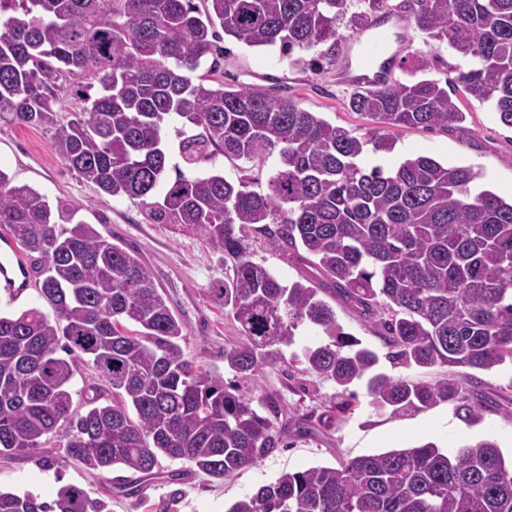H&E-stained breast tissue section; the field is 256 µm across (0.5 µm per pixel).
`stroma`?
Masks as SVG:
<instances>
[{"mask_svg": "<svg viewBox=\"0 0 512 512\" xmlns=\"http://www.w3.org/2000/svg\"><path fill=\"white\" fill-rule=\"evenodd\" d=\"M390 48L408 44L410 49L432 57L430 73L439 80L455 79L468 69V59L455 55L446 45L425 44L407 21L389 22ZM224 56L213 74L214 81L233 84L279 86L305 110L319 113L332 124L365 134L370 124L352 112V88L341 76L345 67H357V55L341 56L323 73L292 65L275 49H257L234 38L222 41ZM455 99L466 112L461 126L449 130L420 128L396 131L394 150L382 157L385 168L403 159L427 155L451 166L480 171L481 181L504 199L512 198V130L503 127L491 106L457 88ZM0 170L17 185H28L50 203L77 206V217L96 225L103 236L127 250L140 253L159 288L166 293L174 312L184 323L182 348L186 357L216 373L224 370V348L239 338L236 323L224 314L213 290L224 282V264L198 234L171 225L154 223L138 201L115 199L83 182L54 153L51 133L41 126H21L0 121ZM291 349L263 366L254 379L242 382V393L252 401L265 396L278 399L281 414L275 427L305 419L306 437H291L288 447L276 449L258 464L237 475L214 480L196 471L185 460L161 459L159 478L142 481L133 496L117 494L122 479L131 472L113 467L101 476L89 475L77 462L62 468H46L42 457L61 455L58 440H50L38 453L14 459L0 456V489L27 492L51 500L66 485L85 488L91 495L112 500V512H227L237 500L252 495L281 473L391 449L432 442L457 451L471 442L490 438L504 457L512 456V365L478 371L486 411L482 420H463L454 404H440L405 413L379 412L363 403L345 411L337 407L335 387L304 365L294 362ZM178 480H171V473Z\"/></svg>", "mask_w": 512, "mask_h": 512, "instance_id": "obj_1", "label": "stroma"}]
</instances>
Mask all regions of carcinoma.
<instances>
[{
	"mask_svg": "<svg viewBox=\"0 0 512 512\" xmlns=\"http://www.w3.org/2000/svg\"><path fill=\"white\" fill-rule=\"evenodd\" d=\"M0 0V118L53 131L57 157L102 193L139 201L157 224L198 233L229 275L214 289L240 341L224 367L258 375L307 324L321 342L295 361L347 396L365 383L369 405L392 413L454 403L471 423L484 406L472 370L512 364V199L477 183L480 173L432 157L396 168L361 165L394 149V131L455 127L466 119L420 56L408 79L357 86V135L273 87L193 77L217 62L224 34L249 47L279 46L291 63L336 65L340 28H361L386 0ZM403 19L427 43L467 58L458 73L473 98L512 128V0H403ZM85 106L55 110L66 76ZM98 86L96 96L87 89ZM179 124L178 152L192 171L168 178L165 129ZM260 164L266 180L197 173L216 153ZM77 209L51 208L0 170V227L28 261L48 306L0 314V455L35 453L60 438L64 459L92 475L121 464L142 478L159 458L186 460L217 480L256 465L283 444L234 381L185 357L183 323L148 267L109 242ZM317 275L285 284L252 259L246 231ZM345 305L368 322L385 358L437 369L431 380L380 372V356L344 331ZM87 366L112 389L73 402ZM0 512H111L109 502L66 485L50 501L0 491ZM227 512H512V468L484 439L454 454L428 442L334 466L281 474Z\"/></svg>",
	"mask_w": 512,
	"mask_h": 512,
	"instance_id": "obj_1",
	"label": "carcinoma"
}]
</instances>
